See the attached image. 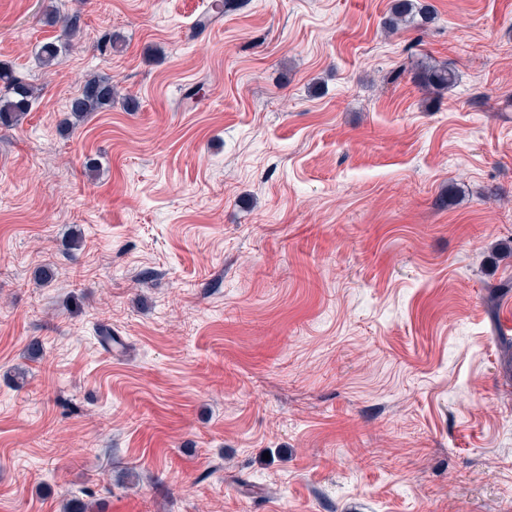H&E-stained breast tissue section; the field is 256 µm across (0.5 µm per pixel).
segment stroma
I'll return each mask as SVG.
<instances>
[{
    "instance_id": "1",
    "label": "stroma",
    "mask_w": 512,
    "mask_h": 512,
    "mask_svg": "<svg viewBox=\"0 0 512 512\" xmlns=\"http://www.w3.org/2000/svg\"><path fill=\"white\" fill-rule=\"evenodd\" d=\"M207 2L0 0V512H512V0ZM45 16L51 19L52 23H60L63 31L64 41H44L37 51L38 60L45 67H52L60 64L63 52L72 48L81 38V17L79 14L61 16L52 0L43 3ZM391 8V17L388 18L386 24L394 26L395 24L405 23L414 24L416 17L423 12V7H418L414 0H396ZM0 126L16 127L21 123L41 90L14 75L12 69L0 64ZM419 83L427 91L440 94L456 83V72L448 66L426 68L419 74ZM118 94L117 84L110 77L90 76L85 80L80 91L69 100L70 117L77 123L91 112L112 108V102Z\"/></svg>"
}]
</instances>
